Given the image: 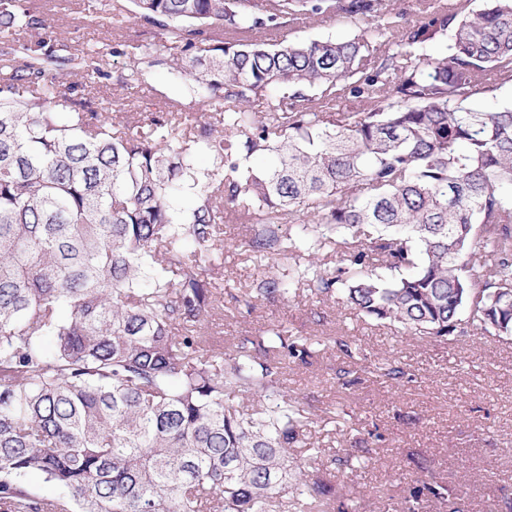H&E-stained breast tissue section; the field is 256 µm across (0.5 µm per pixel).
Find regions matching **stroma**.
Instances as JSON below:
<instances>
[{"label": "stroma", "instance_id": "stroma-1", "mask_svg": "<svg viewBox=\"0 0 512 512\" xmlns=\"http://www.w3.org/2000/svg\"><path fill=\"white\" fill-rule=\"evenodd\" d=\"M28 2L82 46L160 39L157 29L133 20L110 25L107 11H86L81 0ZM130 64L125 56L111 58L107 77L88 90L91 110L132 123L181 111L180 89L167 70L150 71L141 85L124 89ZM222 229L213 271L222 290L202 324L208 348L227 353L239 338L278 325L289 336L316 340L310 356L283 363L281 376L305 416L290 452L295 466L308 468L310 448L336 457L335 512H399L426 482L448 488L431 512H502L512 502V336H410L304 288L286 299L253 297L254 281L282 266L256 258L248 226L233 214H225ZM385 361L403 366L407 378L379 376L375 367Z\"/></svg>", "mask_w": 512, "mask_h": 512}]
</instances>
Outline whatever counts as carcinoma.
Instances as JSON below:
<instances>
[{"mask_svg": "<svg viewBox=\"0 0 512 512\" xmlns=\"http://www.w3.org/2000/svg\"><path fill=\"white\" fill-rule=\"evenodd\" d=\"M131 2L112 22L161 45L124 84L165 68L204 121L89 110L87 82L124 45L80 49L26 0H0V512H330V470L289 460L303 415L275 361L310 342L272 329L225 357L176 327L214 309L206 265L231 210L256 257L293 261L258 297L306 282L413 336H512V103L471 106L497 90L487 70L512 82V0L433 3L396 30L386 0ZM315 17L373 25L284 35ZM441 41L448 54L429 56ZM376 43L389 48L372 56ZM346 94L366 108L314 106ZM332 242L350 266L320 259ZM447 493L416 488L402 512Z\"/></svg>", "mask_w": 512, "mask_h": 512, "instance_id": "1", "label": "carcinoma"}]
</instances>
